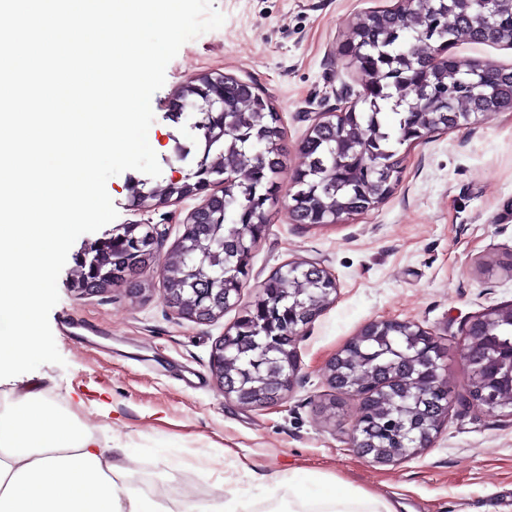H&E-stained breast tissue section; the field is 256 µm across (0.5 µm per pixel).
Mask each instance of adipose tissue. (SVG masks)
<instances>
[{"label":"adipose tissue","mask_w":512,"mask_h":512,"mask_svg":"<svg viewBox=\"0 0 512 512\" xmlns=\"http://www.w3.org/2000/svg\"><path fill=\"white\" fill-rule=\"evenodd\" d=\"M126 448H103L72 412L39 393L0 406V512H171L129 481ZM269 512H400L401 502L338 491L310 475L275 479Z\"/></svg>","instance_id":"ef3b65f1"}]
</instances>
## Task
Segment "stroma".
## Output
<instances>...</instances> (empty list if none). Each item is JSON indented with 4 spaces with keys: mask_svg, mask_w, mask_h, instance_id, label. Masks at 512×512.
Returning a JSON list of instances; mask_svg holds the SVG:
<instances>
[{
    "mask_svg": "<svg viewBox=\"0 0 512 512\" xmlns=\"http://www.w3.org/2000/svg\"><path fill=\"white\" fill-rule=\"evenodd\" d=\"M399 0H213L221 28L185 43L152 97L153 149L161 181L193 168L171 159L172 138L190 136L192 113L169 118V103L191 78L221 74L253 84L281 116L279 192L258 242L241 305L280 266L314 260L336 277L338 293L298 345L292 393L272 409L225 397L210 363L215 342L239 308L208 323L181 318L164 299L162 279L140 294L117 287L79 293L75 262L58 279L49 321L64 365L0 381V392H40L74 412L102 447L129 448L130 481L169 484L187 477L216 499L234 493L263 512L273 478L303 469L335 488L400 497L414 512H512V417L466 404L469 372L462 326L490 306L512 304V110L402 146V173L375 208L336 224H298L289 189L300 144L315 112L339 107L343 88L361 95L366 76L338 54L358 16ZM137 173L111 177L107 191L121 224L165 229L163 250L182 232L190 197L144 210L128 186ZM96 334L68 337L65 319ZM419 323L447 347L445 373L456 395L432 447L390 465L357 455L349 437L358 398L330 388L326 361L374 319Z\"/></svg>",
    "mask_w": 512,
    "mask_h": 512,
    "instance_id": "35a3bbf8",
    "label": "stroma"
}]
</instances>
